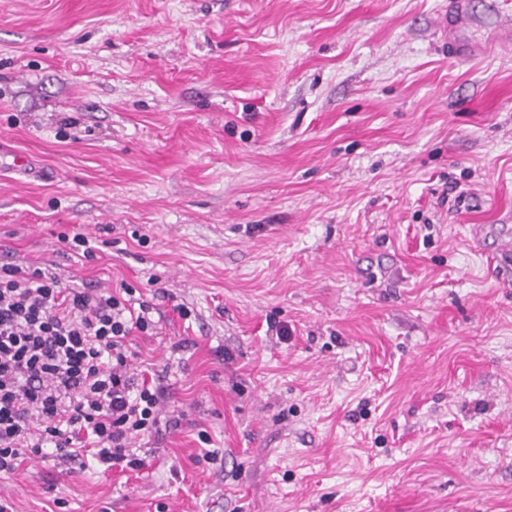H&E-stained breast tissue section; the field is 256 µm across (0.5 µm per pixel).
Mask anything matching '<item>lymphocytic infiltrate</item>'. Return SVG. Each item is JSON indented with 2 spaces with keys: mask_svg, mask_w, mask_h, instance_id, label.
Wrapping results in <instances>:
<instances>
[{
  "mask_svg": "<svg viewBox=\"0 0 512 512\" xmlns=\"http://www.w3.org/2000/svg\"><path fill=\"white\" fill-rule=\"evenodd\" d=\"M152 311L48 267L0 266V475L49 452L142 468L135 443L159 435L165 388L132 373L129 338L155 330Z\"/></svg>",
  "mask_w": 512,
  "mask_h": 512,
  "instance_id": "1",
  "label": "lymphocytic infiltrate"
}]
</instances>
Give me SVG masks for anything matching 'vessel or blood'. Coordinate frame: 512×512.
<instances>
[{"instance_id":"vessel-or-blood-1","label":"vessel or blood","mask_w":512,"mask_h":512,"mask_svg":"<svg viewBox=\"0 0 512 512\" xmlns=\"http://www.w3.org/2000/svg\"><path fill=\"white\" fill-rule=\"evenodd\" d=\"M488 8L496 22L487 36L476 38L470 33L468 0H448L447 10L439 14L435 34L447 46L450 57L471 61L493 51H512V0H488Z\"/></svg>"}]
</instances>
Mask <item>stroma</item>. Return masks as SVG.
Instances as JSON below:
<instances>
[{
    "label": "stroma",
    "instance_id": "stroma-1",
    "mask_svg": "<svg viewBox=\"0 0 512 512\" xmlns=\"http://www.w3.org/2000/svg\"><path fill=\"white\" fill-rule=\"evenodd\" d=\"M447 3L0 0L34 168L0 170V261L150 302L133 370L178 421L0 502L512 512V54L449 58Z\"/></svg>",
    "mask_w": 512,
    "mask_h": 512
}]
</instances>
